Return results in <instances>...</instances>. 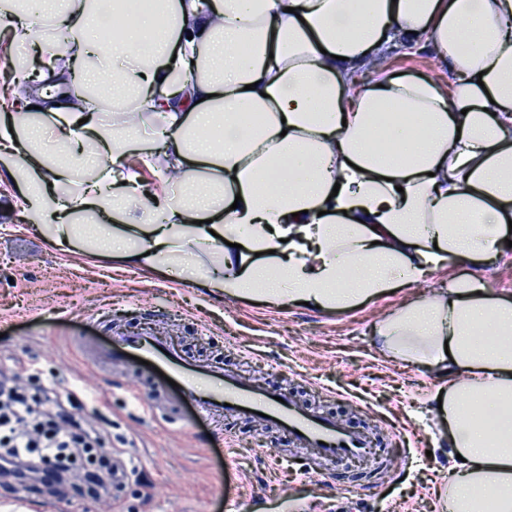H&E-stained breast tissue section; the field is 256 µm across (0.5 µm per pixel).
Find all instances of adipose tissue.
Segmentation results:
<instances>
[{"label": "adipose tissue", "mask_w": 512, "mask_h": 512, "mask_svg": "<svg viewBox=\"0 0 512 512\" xmlns=\"http://www.w3.org/2000/svg\"><path fill=\"white\" fill-rule=\"evenodd\" d=\"M23 0L36 35L79 73L0 115V176L55 242L92 221L97 255L153 272L217 250L202 287L282 307L347 310L449 263L489 264L512 234V0H156L112 41L125 0ZM422 46L452 75L361 81ZM111 79L102 101L55 92ZM57 133L47 147L45 127ZM180 172L153 193L142 169ZM392 359L437 371L450 452L445 512H512V300L476 274L374 328Z\"/></svg>", "instance_id": "ef3b65f1"}]
</instances>
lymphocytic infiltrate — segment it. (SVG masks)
<instances>
[{
	"mask_svg": "<svg viewBox=\"0 0 512 512\" xmlns=\"http://www.w3.org/2000/svg\"><path fill=\"white\" fill-rule=\"evenodd\" d=\"M78 400L76 387L62 380L41 398L29 399L0 369V489L14 494L35 481L49 494L73 500L112 479L130 478V469L121 466L112 473H86L77 484L60 464L61 453L77 457L87 449L105 446L97 424L73 417L71 410Z\"/></svg>",
	"mask_w": 512,
	"mask_h": 512,
	"instance_id": "obj_1",
	"label": "lymphocytic infiltrate"
}]
</instances>
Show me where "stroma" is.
Returning <instances> with one entry per match:
<instances>
[{
	"instance_id": "obj_1",
	"label": "stroma",
	"mask_w": 512,
	"mask_h": 512,
	"mask_svg": "<svg viewBox=\"0 0 512 512\" xmlns=\"http://www.w3.org/2000/svg\"><path fill=\"white\" fill-rule=\"evenodd\" d=\"M449 264L394 295L344 312L269 306L213 294L186 273L146 275L117 258L91 260L29 223L20 188L0 179V365L30 396L67 377L102 418L106 445L136 474L55 512H441L448 424L440 383L372 343L401 305L447 287ZM154 328L189 355L258 382L296 387L318 409L388 434L376 462L322 464L287 434L247 419L197 416L170 402L144 411L158 377L130 363L99 367L85 353L121 329Z\"/></svg>"
}]
</instances>
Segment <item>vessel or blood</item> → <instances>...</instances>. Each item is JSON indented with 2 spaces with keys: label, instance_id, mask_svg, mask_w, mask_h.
<instances>
[{
  "label": "vessel or blood",
  "instance_id": "b4317fda",
  "mask_svg": "<svg viewBox=\"0 0 512 512\" xmlns=\"http://www.w3.org/2000/svg\"><path fill=\"white\" fill-rule=\"evenodd\" d=\"M148 361L175 381L174 396L188 401L206 416L257 419L293 436L304 448L315 449L326 460L371 455L373 441L363 432L315 413L291 393L272 386H256L218 366L202 367L174 345L147 332L132 331L114 340L111 347L95 350L96 363L119 365L132 358Z\"/></svg>",
  "mask_w": 512,
  "mask_h": 512
}]
</instances>
